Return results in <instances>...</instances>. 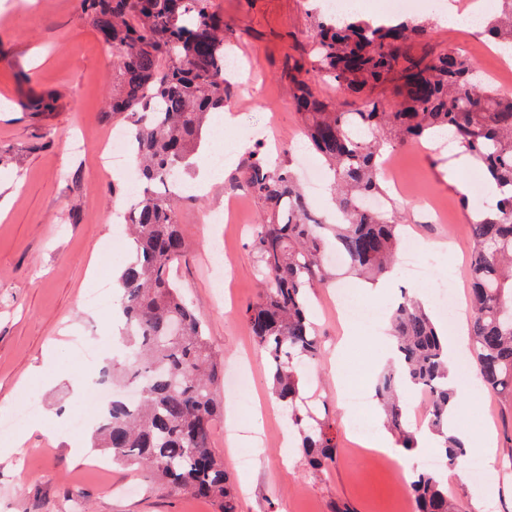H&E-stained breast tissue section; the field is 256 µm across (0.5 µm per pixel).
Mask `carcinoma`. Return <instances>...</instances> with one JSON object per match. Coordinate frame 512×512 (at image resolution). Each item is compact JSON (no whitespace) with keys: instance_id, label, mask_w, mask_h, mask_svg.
<instances>
[{"instance_id":"1","label":"carcinoma","mask_w":512,"mask_h":512,"mask_svg":"<svg viewBox=\"0 0 512 512\" xmlns=\"http://www.w3.org/2000/svg\"><path fill=\"white\" fill-rule=\"evenodd\" d=\"M484 30L512 43V0H495ZM84 19L112 56V97L106 111L128 118L136 148L140 193L125 215L132 257L117 280V305L126 325L124 370L139 392L138 405L114 398L102 407L93 447L112 460L150 473L176 493L240 512L235 483L213 448L224 403L215 388L224 364L214 355L204 318L173 277L186 241L177 217L176 181L192 158L211 115L224 110L228 25L214 0H81ZM309 61L288 69L308 145L334 172L332 203L342 217L328 224L313 212L290 169L274 167L259 149L241 175V187L262 205L251 248L260 284L244 311L246 326L268 357L272 392L300 436L306 464L322 471L336 463L335 422L319 417L301 395L305 364L324 353L312 321L310 291L329 282L325 232L360 276L392 266L402 234L394 213L366 201L387 196L382 178L384 136L398 147L450 131L462 151L497 186L487 205L493 217L471 220L469 265L470 353L483 385L512 392V94L499 91L477 65L448 48L416 56L410 43L423 26L395 19L372 24L314 10ZM359 99L352 112L318 97L311 73ZM400 101L386 110L376 93L391 75ZM56 100H27L30 112H51ZM398 362L375 385L389 427L415 447L399 389L430 392V426L439 452L454 464L470 449L448 432L456 394L448 387V337L413 298L391 314ZM409 493L415 512H462L449 499L442 474L417 471Z\"/></svg>"}]
</instances>
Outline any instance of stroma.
Listing matches in <instances>:
<instances>
[{"mask_svg": "<svg viewBox=\"0 0 512 512\" xmlns=\"http://www.w3.org/2000/svg\"><path fill=\"white\" fill-rule=\"evenodd\" d=\"M229 31L235 58L242 63L224 92V107L235 120L233 133L221 134L211 151L227 156L219 179L207 191L185 187L179 194L178 220L188 252L177 273L186 297L202 313L214 351L224 357L225 372L237 369L249 352L252 381L227 396L225 419L217 423L213 446L242 488L240 512H331L336 502L353 504L357 512H406L395 483L380 458H359L360 441L349 427L354 416L342 395L349 384L364 379L385 349L377 332L360 327L345 339L344 325L330 297L336 290L356 301H374L391 310L403 295L420 294L435 319H442L430 288L394 269L379 293L361 288L360 278L340 269L332 286L311 293L314 322L325 349L311 368L317 373L308 393L318 410L336 420L341 453L335 464L312 474L296 444L268 380L265 356L254 343L241 316L259 292L249 226L257 224L260 203L240 198L234 224H206L204 212L218 213L232 195L230 178L248 156L256 132L269 127L266 142L281 165L299 169L303 144L294 88L286 77L292 60L307 56L314 19L305 0H215ZM409 18L427 23L415 52L462 50L486 73H501L502 59L489 49L486 34L474 35L462 24L431 23L426 0H414ZM34 94L57 97L55 111H25L22 100ZM112 95V62L101 50L93 28L81 18L79 0H0V420L11 417L23 399H37L38 415L0 433V512H218L212 501L174 494L149 474L113 464L98 470L86 455L90 430L63 434L67 417L98 410L96 388L74 392L76 375L95 378L108 361L119 359L114 344L121 326L114 309L92 311L84 297L104 282L115 286L129 252L114 215L127 207L125 172L102 168L100 143L123 119L106 112ZM85 148L73 154L74 137ZM395 164L385 182H416L421 191L448 201V220L413 223V203L394 202L426 250L436 252V278L454 283L468 297V264L473 249L463 197L456 177L470 180L476 163L459 168L456 147L432 150L415 143L389 153ZM221 252L230 276L224 289L228 304L216 306V287L207 258ZM236 419L252 462L242 468L229 453L225 420ZM456 433L469 440L492 436L496 461L482 481L459 482L454 468L444 476L455 501L467 512H512V472L501 473L512 458V395L476 388L462 396Z\"/></svg>", "mask_w": 512, "mask_h": 512, "instance_id": "1", "label": "stroma"}]
</instances>
